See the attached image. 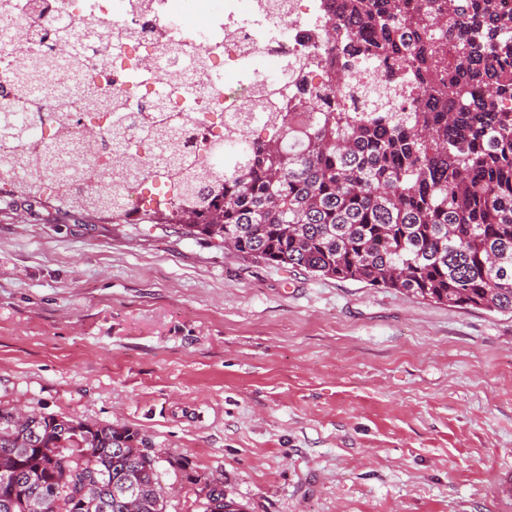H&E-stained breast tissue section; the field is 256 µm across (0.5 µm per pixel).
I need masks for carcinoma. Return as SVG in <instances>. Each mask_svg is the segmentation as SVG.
<instances>
[{
  "label": "carcinoma",
  "instance_id": "1",
  "mask_svg": "<svg viewBox=\"0 0 512 512\" xmlns=\"http://www.w3.org/2000/svg\"><path fill=\"white\" fill-rule=\"evenodd\" d=\"M322 52L305 55L282 78L302 94L295 112H266V135L210 145L224 155L201 191L193 158L169 149L180 198L149 210L147 224L185 234L244 258L300 267L342 280L392 288L450 307L512 314V7L507 0H328ZM64 28L39 35L43 67ZM330 72V83L304 71ZM381 68V94L368 111L348 105L362 73ZM36 74L20 72L12 96L25 104ZM90 105L110 98L84 78ZM63 140L36 156L0 147V165L54 166ZM13 193L39 195L22 174ZM56 198L71 211L110 214L118 201L87 187ZM0 512H26L29 495L49 496L56 512H85L73 492L102 473L91 512H129L117 477L132 479L137 512H166L167 493L146 440L127 427L27 414L0 407ZM203 512H243L210 491Z\"/></svg>",
  "mask_w": 512,
  "mask_h": 512
}]
</instances>
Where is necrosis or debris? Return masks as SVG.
<instances>
[{"mask_svg": "<svg viewBox=\"0 0 512 512\" xmlns=\"http://www.w3.org/2000/svg\"><path fill=\"white\" fill-rule=\"evenodd\" d=\"M53 15H38L33 0H0V85L44 54L40 30L62 23L66 41L54 50V67L36 78L40 109L26 115L25 143L66 138L69 151L53 173H39L45 196L78 193L64 173L80 167L105 190H118L122 213L137 221L147 204L173 202L178 179L163 168L147 129L165 119L173 145L196 160L200 181L214 163L211 143L238 131L234 116L260 85L282 77L288 65L321 49L324 0H55ZM203 22L187 26V16ZM271 60L273 69L258 63ZM112 90V106L87 112L86 72ZM135 117L123 149L140 158L131 172L102 167V143L116 116Z\"/></svg>", "mask_w": 512, "mask_h": 512, "instance_id": "1", "label": "necrosis or debris"}]
</instances>
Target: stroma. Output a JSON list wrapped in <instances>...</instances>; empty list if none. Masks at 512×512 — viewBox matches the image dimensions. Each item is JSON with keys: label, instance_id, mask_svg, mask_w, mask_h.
I'll use <instances>...</instances> for the list:
<instances>
[{"label": "stroma", "instance_id": "obj_1", "mask_svg": "<svg viewBox=\"0 0 512 512\" xmlns=\"http://www.w3.org/2000/svg\"><path fill=\"white\" fill-rule=\"evenodd\" d=\"M0 406L137 430L167 512H496L512 315L5 193ZM219 491L216 487L215 494ZM213 490H209L202 502L203 512H243V506L233 499H227L224 489L221 493L215 495Z\"/></svg>", "mask_w": 512, "mask_h": 512}]
</instances>
